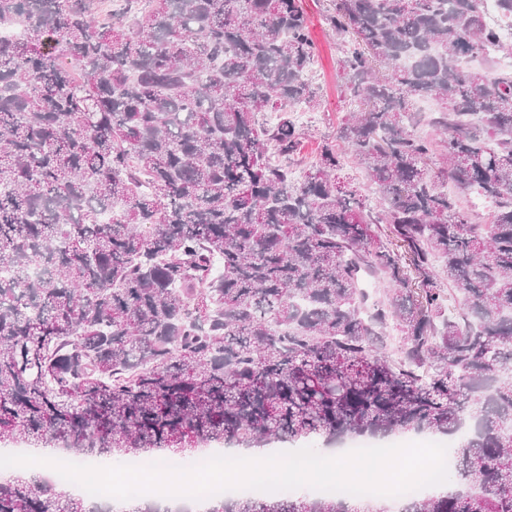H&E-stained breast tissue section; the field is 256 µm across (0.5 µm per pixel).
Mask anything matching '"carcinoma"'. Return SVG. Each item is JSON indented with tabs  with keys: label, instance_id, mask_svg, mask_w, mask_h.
Returning a JSON list of instances; mask_svg holds the SVG:
<instances>
[{
	"label": "carcinoma",
	"instance_id": "carcinoma-1",
	"mask_svg": "<svg viewBox=\"0 0 512 512\" xmlns=\"http://www.w3.org/2000/svg\"><path fill=\"white\" fill-rule=\"evenodd\" d=\"M100 2L0 0L24 28L0 38V443L150 460L466 427L456 489L397 512H512V40L484 0H331L349 111L299 178L302 0ZM357 502L206 512H390ZM0 512L113 510L17 476Z\"/></svg>",
	"mask_w": 512,
	"mask_h": 512
}]
</instances>
